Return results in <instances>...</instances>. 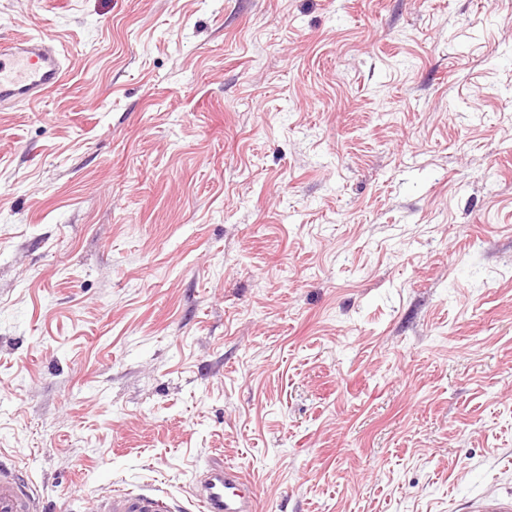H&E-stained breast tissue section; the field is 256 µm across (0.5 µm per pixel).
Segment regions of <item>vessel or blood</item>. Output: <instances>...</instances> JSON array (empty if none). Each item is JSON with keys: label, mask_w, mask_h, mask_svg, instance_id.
Returning a JSON list of instances; mask_svg holds the SVG:
<instances>
[{"label": "vessel or blood", "mask_w": 512, "mask_h": 512, "mask_svg": "<svg viewBox=\"0 0 512 512\" xmlns=\"http://www.w3.org/2000/svg\"><path fill=\"white\" fill-rule=\"evenodd\" d=\"M62 76L59 50L43 39L25 38L0 49V108L38 101ZM193 497L197 512H257L248 480L220 464L207 468ZM0 512H38L32 481L10 458H0ZM96 512H173V506L155 492L127 489L101 498Z\"/></svg>", "instance_id": "vessel-or-blood-1"}]
</instances>
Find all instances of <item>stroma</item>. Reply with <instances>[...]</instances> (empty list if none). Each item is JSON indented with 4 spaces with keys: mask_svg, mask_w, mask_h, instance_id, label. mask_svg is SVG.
Wrapping results in <instances>:
<instances>
[{
    "mask_svg": "<svg viewBox=\"0 0 512 512\" xmlns=\"http://www.w3.org/2000/svg\"><path fill=\"white\" fill-rule=\"evenodd\" d=\"M0 455L41 512L512 497V0H0ZM62 58L55 45L25 38L0 50V108L38 101L59 86ZM193 497L199 512L257 511V493L250 490L249 481L221 464L207 468ZM167 497L148 490H118L98 500L96 512H172Z\"/></svg>",
    "mask_w": 512,
    "mask_h": 512,
    "instance_id": "obj_1",
    "label": "stroma"
}]
</instances>
